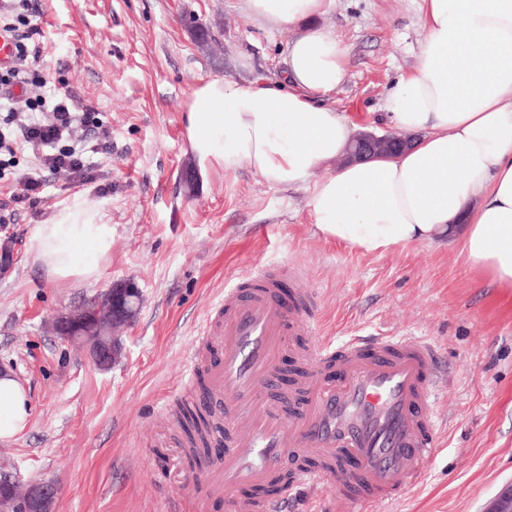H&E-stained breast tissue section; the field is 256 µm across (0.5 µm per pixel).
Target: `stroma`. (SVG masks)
<instances>
[{
  "label": "stroma",
  "mask_w": 512,
  "mask_h": 512,
  "mask_svg": "<svg viewBox=\"0 0 512 512\" xmlns=\"http://www.w3.org/2000/svg\"><path fill=\"white\" fill-rule=\"evenodd\" d=\"M43 83L97 112L111 149L89 182L47 175L44 203H9L33 159L18 153L0 174L14 255L0 278V367L31 402L26 428L0 442V472L57 487L54 512H174L181 484L210 460L180 444L170 411L191 398L196 370L222 363L218 339L199 329L239 274L284 269L286 303L313 300L319 333L344 342L411 334L433 344L445 375L438 448L421 480L380 512H487L512 484V288L489 285L450 241L366 254L326 238L301 189L268 185L248 167L200 175L184 129L192 91L214 78H278L293 33L252 20L244 0H34ZM423 0H336L322 18L346 48L334 95L354 124L390 130L389 86L417 64ZM199 18L221 43L195 42ZM102 206L112 251L96 280L53 282L28 258L39 224L74 197ZM142 303L109 370L51 330L54 317L115 283ZM308 339L293 336L268 395L287 394Z\"/></svg>",
  "instance_id": "stroma-1"
}]
</instances>
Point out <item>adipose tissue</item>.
Masks as SVG:
<instances>
[{"mask_svg": "<svg viewBox=\"0 0 512 512\" xmlns=\"http://www.w3.org/2000/svg\"><path fill=\"white\" fill-rule=\"evenodd\" d=\"M416 67L390 87L389 123L409 149L350 161L356 125L331 100L346 50L320 25L336 0H245L252 18L294 37L275 80L213 79L191 94L185 130L202 173L248 166L271 186L307 192L319 231L364 253L451 238L474 271L512 287V0H423ZM112 250L104 212L82 198L28 239L50 281L93 280ZM31 406L0 374V439L21 432Z\"/></svg>", "mask_w": 512, "mask_h": 512, "instance_id": "obj_1", "label": "adipose tissue"}]
</instances>
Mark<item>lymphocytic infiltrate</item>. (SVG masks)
I'll return each instance as SVG.
<instances>
[{
	"instance_id": "1",
	"label": "lymphocytic infiltrate",
	"mask_w": 512,
	"mask_h": 512,
	"mask_svg": "<svg viewBox=\"0 0 512 512\" xmlns=\"http://www.w3.org/2000/svg\"><path fill=\"white\" fill-rule=\"evenodd\" d=\"M33 13L30 0H0V35L15 46L13 60L0 66V121L6 126L0 131V151L12 154L28 149L33 153L36 164L10 199L35 207L42 201L44 171L64 169L86 177L92 168L90 155L105 148L110 133L96 121L93 111L77 109L67 96L54 93L28 98L39 59L38 49L27 44ZM79 127L91 132V139L75 138Z\"/></svg>"
}]
</instances>
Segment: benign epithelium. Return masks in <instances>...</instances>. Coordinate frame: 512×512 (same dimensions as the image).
Wrapping results in <instances>:
<instances>
[{"label": "benign epithelium", "instance_id": "obj_1", "mask_svg": "<svg viewBox=\"0 0 512 512\" xmlns=\"http://www.w3.org/2000/svg\"><path fill=\"white\" fill-rule=\"evenodd\" d=\"M415 137L386 132L378 135L372 131L358 133L349 157L361 159L372 153L391 152L412 145ZM140 302L139 289L132 283L114 284L91 304L62 315L55 320L60 338L69 343L85 345L92 361L101 369H109L121 353V344L114 330L129 323ZM56 488L38 483L19 494L16 480H0V512H52Z\"/></svg>", "mask_w": 512, "mask_h": 512}]
</instances>
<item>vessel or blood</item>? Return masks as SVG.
Instances as JSON below:
<instances>
[{"label":"vessel or blood","mask_w":512,"mask_h":512,"mask_svg":"<svg viewBox=\"0 0 512 512\" xmlns=\"http://www.w3.org/2000/svg\"><path fill=\"white\" fill-rule=\"evenodd\" d=\"M272 274L239 281L213 308L208 333L224 344V364L210 376L224 395V425L233 438L208 483L230 496L231 512H277L305 485H332L345 512H374L418 479V462L438 445L434 348L410 337L381 336L371 345L317 334L314 317L284 307ZM317 336L297 382L301 413L268 404L264 388L286 334ZM339 382H331V371ZM278 479L277 500L239 501L240 486Z\"/></svg>","instance_id":"obj_1"}]
</instances>
